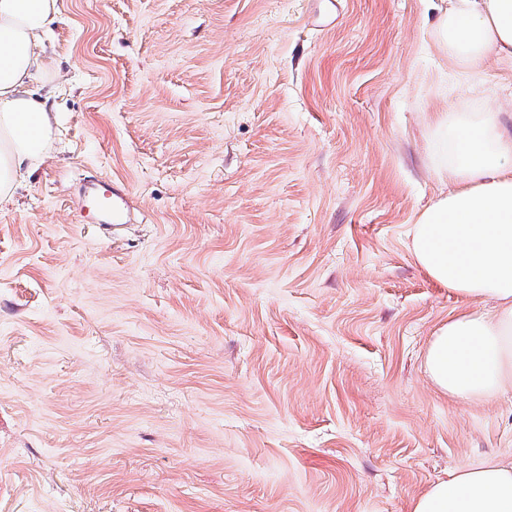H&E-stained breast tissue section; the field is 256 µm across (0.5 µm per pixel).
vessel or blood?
<instances>
[{
    "instance_id": "1",
    "label": "vessel or blood",
    "mask_w": 512,
    "mask_h": 512,
    "mask_svg": "<svg viewBox=\"0 0 512 512\" xmlns=\"http://www.w3.org/2000/svg\"><path fill=\"white\" fill-rule=\"evenodd\" d=\"M129 199L123 184L104 177L76 200L75 209L83 223L100 224L114 231L131 220Z\"/></svg>"
}]
</instances>
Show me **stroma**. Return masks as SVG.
<instances>
[{
  "label": "stroma",
  "instance_id": "35a3bbf8",
  "mask_svg": "<svg viewBox=\"0 0 512 512\" xmlns=\"http://www.w3.org/2000/svg\"><path fill=\"white\" fill-rule=\"evenodd\" d=\"M427 0H61L60 125L0 208V512H411L512 458L428 378L406 247L458 105ZM512 113V61L489 57ZM98 174L137 218L73 198ZM130 193L123 184L102 177L91 191L75 200V209L84 224H104L112 233L131 220Z\"/></svg>",
  "mask_w": 512,
  "mask_h": 512
}]
</instances>
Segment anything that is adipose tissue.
Masks as SVG:
<instances>
[{"label":"adipose tissue","mask_w":512,"mask_h":512,"mask_svg":"<svg viewBox=\"0 0 512 512\" xmlns=\"http://www.w3.org/2000/svg\"><path fill=\"white\" fill-rule=\"evenodd\" d=\"M433 8L430 35L459 79L489 56L512 59V0H435ZM60 10L59 0H0V206L13 201L54 135L42 33ZM469 95V106L434 113L428 127L438 192L419 211L408 249L465 304L432 337L426 373L449 399L477 403L512 391V126L482 86ZM412 512H512V460L450 472Z\"/></svg>","instance_id":"ef3b65f1"}]
</instances>
